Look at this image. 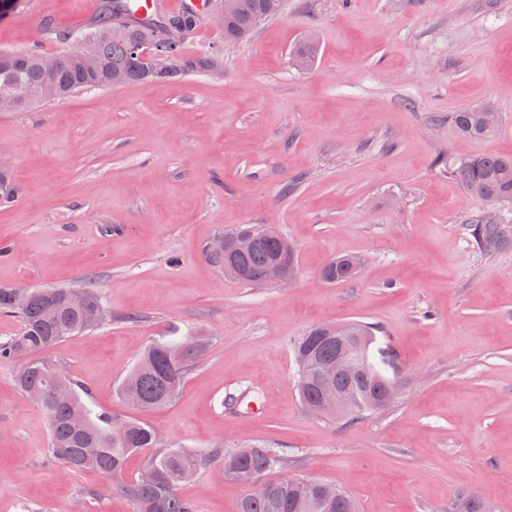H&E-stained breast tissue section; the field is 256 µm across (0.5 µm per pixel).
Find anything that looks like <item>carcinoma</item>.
<instances>
[{"instance_id":"1","label":"carcinoma","mask_w":512,"mask_h":512,"mask_svg":"<svg viewBox=\"0 0 512 512\" xmlns=\"http://www.w3.org/2000/svg\"><path fill=\"white\" fill-rule=\"evenodd\" d=\"M128 0H102L100 9L85 31L64 30L46 19L43 31L51 40L63 45L77 37L85 39L98 57L100 68L84 70L72 57L59 52L58 69L49 76L42 68L43 53L0 51L6 75L19 85V107L51 101L87 89H109V76L114 69L127 72L129 82L172 81L196 72H209L221 61L211 53L192 56L185 44L168 38L166 23L176 20L183 28L196 31L203 11L181 8L166 14H154L144 22L129 18ZM224 11V42L237 43L251 37L257 24L283 13L285 0H217ZM125 27V34H112V25ZM151 38L169 61L166 68L145 75L142 63L134 57L132 42ZM318 54L315 39L308 36L294 48L293 65L305 70ZM478 106H468L448 116L463 136L475 140L492 138L497 129L481 125L475 117ZM459 183L483 199L496 195L504 203H512V156L483 154L457 161L452 168ZM0 202H10L17 195L12 172L0 174ZM473 244L483 252H493L512 244V226L502 214L482 210L465 221ZM225 234L245 239L242 250L232 256L206 251V256L224 270V274L246 286L264 285V271L275 257L298 266V254L285 251L288 238L273 236L262 224H240ZM348 256L327 261L320 276L330 283L346 282L356 276L346 266ZM0 313L20 319L19 333L0 342V359L18 363L15 382L19 391L34 396L45 414L49 427L48 455L65 467L81 471L96 470L111 482V490L126 497L133 512H197L184 498L180 487L189 474L198 475L220 465L228 479L237 481L240 471L269 475L285 466L284 458L259 444L228 451L224 443H216L204 451L185 449L176 443L157 438V432L137 419H123L99 410L89 402V394L72 379L49 350L58 343L80 333L91 331L107 318L101 295L92 288H29L18 293L0 286ZM320 326L299 337L294 343L298 364L297 389L302 406L323 402L320 372L336 361V338L314 334ZM211 338L203 334L154 340L142 352L119 394L141 411L161 408L174 401L181 392L186 374L197 364L210 346ZM391 379L380 370H369L361 376L342 374L337 385L345 394L341 416L353 423L368 412L388 407L385 389ZM143 457L140 472L132 478L124 475L127 458ZM300 474H286L256 492L245 494L237 512H347L344 504L334 500L319 501L296 485ZM452 512H486L480 499L463 494L454 500Z\"/></svg>"}]
</instances>
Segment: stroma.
Here are the masks:
<instances>
[{"label":"stroma","mask_w":512,"mask_h":512,"mask_svg":"<svg viewBox=\"0 0 512 512\" xmlns=\"http://www.w3.org/2000/svg\"><path fill=\"white\" fill-rule=\"evenodd\" d=\"M100 3L19 0L0 49L56 52L43 19L78 31ZM312 32L318 56L296 70L291 51ZM213 48L220 78L0 112L19 188L0 203V285L101 293L109 319L51 354L118 415L132 414L118 389L148 341L212 336L179 398L143 416L184 448L264 443L358 512H448L461 491L512 512V247L472 245L461 221L480 203L450 174L512 155V0H287L250 41L207 26L187 41ZM483 100L498 133L463 137L449 113ZM239 224L295 243L292 282L249 287L206 258ZM343 255L360 257L358 275L325 283L321 267ZM346 319L379 326L402 386L350 425L303 409L292 351ZM14 371L0 360V512H131L101 475L49 458L46 417ZM235 396L254 414L226 416ZM182 492L198 512H236L245 489L216 465Z\"/></svg>","instance_id":"obj_1"}]
</instances>
